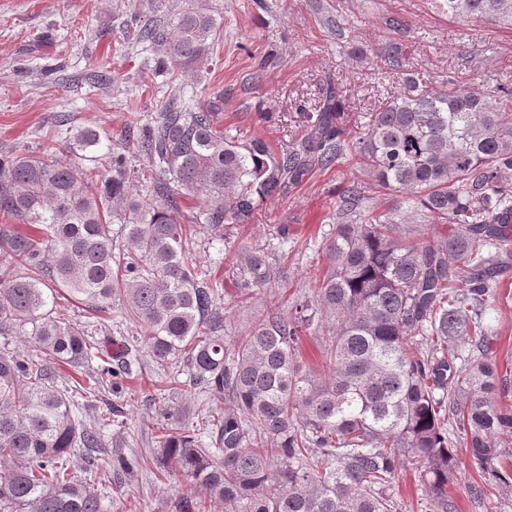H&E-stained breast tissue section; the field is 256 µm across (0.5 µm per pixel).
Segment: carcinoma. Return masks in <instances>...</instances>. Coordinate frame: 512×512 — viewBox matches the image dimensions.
<instances>
[{
  "label": "carcinoma",
  "instance_id": "carcinoma-1",
  "mask_svg": "<svg viewBox=\"0 0 512 512\" xmlns=\"http://www.w3.org/2000/svg\"><path fill=\"white\" fill-rule=\"evenodd\" d=\"M436 2L450 17L512 23V0ZM214 25L187 2L172 26L148 20L134 37L158 65L190 68L210 53ZM380 60L409 90L367 109L358 137L345 127L344 87L330 78L302 108L305 133L280 151L230 135L196 100H171L134 119L136 134L108 146L103 170L82 155L100 134L72 138L63 118L45 140L69 163L0 155V337L28 336L17 350L0 348V512H105L98 485L113 409L101 380L131 360L112 368V355L57 312L61 291L95 311L121 300L159 366L189 362L207 431L185 423V407L163 409L157 464L176 467L201 495L175 498L171 512H204L213 500L224 512H394L389 490L408 465L428 512H457L448 487L459 439L476 470L502 479L512 408L484 317L512 243V89L495 98L408 77L399 46ZM132 150L144 166L130 165ZM346 157L448 234L425 236L399 222L396 207L367 214L362 187L349 186L336 199L331 264L312 275V298L269 309L226 344L215 304L223 285L201 276L190 225L220 240L258 202ZM135 186L144 199L130 198ZM114 224L126 244H116ZM234 264L240 297L287 278L262 250L242 249ZM316 322L326 338L311 370L298 348ZM65 366L85 375L77 395L58 386ZM110 468L134 478L142 463L118 454Z\"/></svg>",
  "mask_w": 512,
  "mask_h": 512
}]
</instances>
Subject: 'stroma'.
Returning <instances> with one entry per match:
<instances>
[{"label": "stroma", "mask_w": 512, "mask_h": 512, "mask_svg": "<svg viewBox=\"0 0 512 512\" xmlns=\"http://www.w3.org/2000/svg\"><path fill=\"white\" fill-rule=\"evenodd\" d=\"M173 0H0V151L42 155L44 134L56 115L68 113L70 133L94 129L105 142H120L133 116L150 117L161 102L196 95L211 103L224 129L263 138L272 148L288 145L300 130V108L326 75L337 76L347 90V124L362 131V108L393 92L379 52L388 43H404L407 68L433 84L450 80L480 93L512 86V24L438 10L433 0H194L216 20L219 40L213 53L191 70L170 66L158 73L145 47L131 37L141 16L158 24L175 19ZM406 23L387 26L388 17ZM334 18L345 29L343 40L325 26ZM269 64L254 79L261 58ZM106 63L110 88L95 92L76 80L97 63ZM104 144L87 156L104 158ZM365 185V206L384 209L385 198L367 187L351 160L311 174L287 197L259 203L249 223L229 224L224 237L211 239L198 230L193 247L199 269L222 282L221 300L232 311L224 324L225 341L237 339L274 304L291 307L310 296V273L326 269L324 242L334 226L330 216L336 195L352 183ZM257 248L281 261L284 283L269 285L247 300H235L238 271L234 254ZM506 302L488 311L497 333L492 357L501 375L512 379V270L497 289ZM72 323L101 346L131 349L136 361L118 382L104 380L101 392L118 406L117 422L106 427L107 453L137 452L144 459L138 477L99 492L107 512H169L171 500L190 485L174 469L154 464L155 427L165 406L187 401L183 389H170L173 378L186 379L184 360L159 367L134 328L126 325L120 302L95 312L58 299Z\"/></svg>", "instance_id": "obj_1"}]
</instances>
